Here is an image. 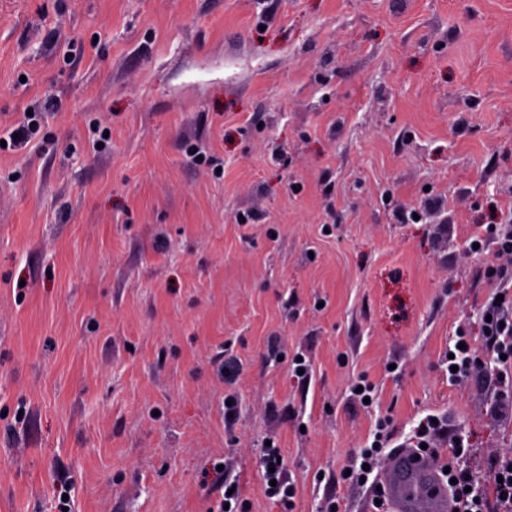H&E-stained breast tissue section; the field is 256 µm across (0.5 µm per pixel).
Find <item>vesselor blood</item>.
Returning <instances> with one entry per match:
<instances>
[{
  "instance_id": "obj_1",
  "label": "vessel or blood",
  "mask_w": 512,
  "mask_h": 512,
  "mask_svg": "<svg viewBox=\"0 0 512 512\" xmlns=\"http://www.w3.org/2000/svg\"><path fill=\"white\" fill-rule=\"evenodd\" d=\"M443 462L414 448H399L378 473V484L395 512H452Z\"/></svg>"
}]
</instances>
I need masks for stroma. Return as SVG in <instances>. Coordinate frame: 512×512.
I'll return each mask as SVG.
<instances>
[{"instance_id":"obj_1","label":"stroma","mask_w":512,"mask_h":512,"mask_svg":"<svg viewBox=\"0 0 512 512\" xmlns=\"http://www.w3.org/2000/svg\"><path fill=\"white\" fill-rule=\"evenodd\" d=\"M47 95L0 146V512H219L228 479L368 512L340 470L384 416L512 455L495 377L445 363L460 328L494 360L512 0H0V137ZM490 234L491 236L487 242L472 241L470 250L473 253H482L485 247L491 245L496 254L512 256V224H497L494 228H491ZM473 243H479V248L474 249ZM277 457L281 462L277 463ZM259 460L262 467V476L264 481L265 493L269 498L279 497V500L285 504H290L294 496V488L287 481L283 467V457L280 448H276L273 443L270 446L261 448ZM273 463V466H270ZM269 467H275L274 472H269ZM276 480V486H271L270 481Z\"/></svg>"}]
</instances>
